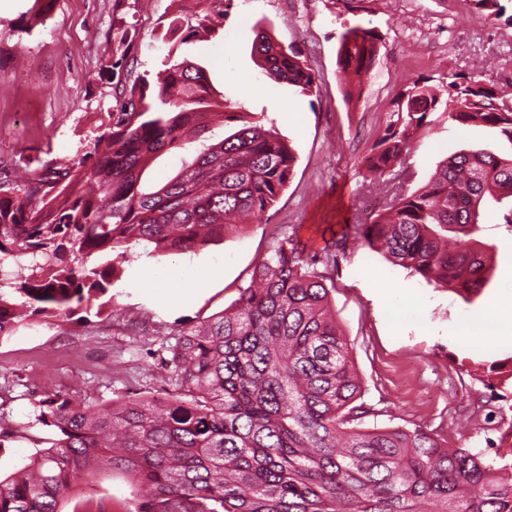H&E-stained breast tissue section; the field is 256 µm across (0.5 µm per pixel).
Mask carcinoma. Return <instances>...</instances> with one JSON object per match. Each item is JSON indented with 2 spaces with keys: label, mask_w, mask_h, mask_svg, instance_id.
Wrapping results in <instances>:
<instances>
[{
  "label": "carcinoma",
  "mask_w": 512,
  "mask_h": 512,
  "mask_svg": "<svg viewBox=\"0 0 512 512\" xmlns=\"http://www.w3.org/2000/svg\"><path fill=\"white\" fill-rule=\"evenodd\" d=\"M192 22L172 19L174 42L216 31L224 0ZM484 20L505 16L504 0H473ZM374 29L341 35L344 74L367 72L376 56ZM252 54L264 76L312 91L315 77L299 55L262 28ZM116 109L94 143L85 169L39 172L0 185V336L25 320L21 308L68 319L90 311L115 282L129 248L186 253L221 242L242 216L260 218L286 186L295 153L261 120L213 141L214 112L205 71L168 56L154 83L115 89ZM462 124L495 129L512 144V112L481 78L435 90L413 82L395 103L397 119L366 161L380 179L404 167L413 130L440 104ZM194 147V158L151 191L149 163ZM494 206L512 224V157L460 152L429 184L400 192L356 237L428 283L465 300L488 283L490 255L469 244ZM30 257L19 280L4 266ZM94 254L108 259L88 264ZM330 289L303 258L294 236L281 240L256 268L234 305L162 344L168 357L165 396L97 406L82 395L34 401L35 422L55 430L29 463L0 479V512H63L71 486L113 473L138 497L135 512H512V461L449 448L420 429L367 427L362 386L346 338L333 318Z\"/></svg>",
  "instance_id": "carcinoma-1"
}]
</instances>
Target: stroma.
Instances as JSON below:
<instances>
[{
    "instance_id": "obj_1",
    "label": "stroma",
    "mask_w": 512,
    "mask_h": 512,
    "mask_svg": "<svg viewBox=\"0 0 512 512\" xmlns=\"http://www.w3.org/2000/svg\"><path fill=\"white\" fill-rule=\"evenodd\" d=\"M351 11L343 0H226L224 20L209 39L170 47L164 38L173 17L194 18L205 0H0V181L14 179L19 156L53 171L82 162L102 134L116 104L117 83L155 81L169 51L202 66L216 91L242 111L262 116L293 146L297 161L288 184L264 216L241 232L184 254L132 257L104 295L100 314L67 320L30 313L26 324L0 336V387L12 399V424H29V438L0 442V474L24 466L32 437L49 436L34 424L32 402L80 390L92 402L163 395L161 346L180 330L221 315L238 299L256 265L284 236L295 235L304 258L331 247L333 258L316 263L330 290L336 323L344 334L371 413L366 426L420 429L453 448L482 449L497 438L477 399L493 397L501 426L512 425V333L494 353L479 343L449 337L461 320L482 323L512 287V228L487 211L477 240L490 248L492 275L473 301L438 288L392 264L354 232L382 210L396 188L426 185L440 164L461 151L512 154L493 130L449 118L446 106L412 133L406 180L372 178L365 160L383 137L397 97L413 81L439 87L481 75L498 91L512 92V24L486 22L473 0H363ZM134 38L119 56L112 28ZM375 28L378 50L360 86L339 80L337 48L346 28ZM26 28L22 43L10 29ZM296 51L316 76L317 87L273 82L252 53L256 28ZM152 267L187 298L169 302L144 282ZM414 292L417 303L394 325L385 301ZM93 503L107 512H134L127 479L119 473L97 482Z\"/></svg>"
}]
</instances>
